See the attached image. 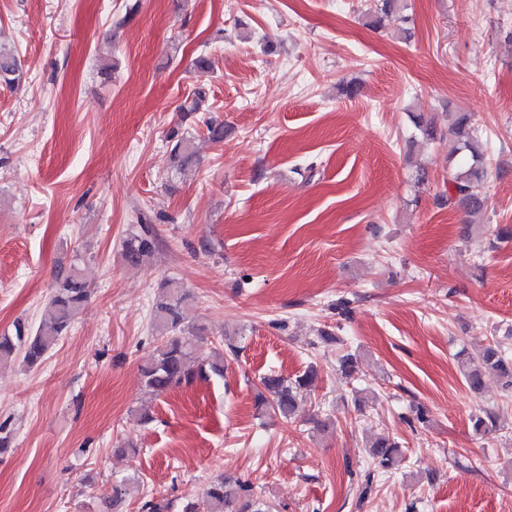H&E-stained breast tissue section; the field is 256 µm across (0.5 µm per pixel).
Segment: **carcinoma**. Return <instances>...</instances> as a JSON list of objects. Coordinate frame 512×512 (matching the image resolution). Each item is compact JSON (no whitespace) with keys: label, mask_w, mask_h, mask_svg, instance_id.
I'll list each match as a JSON object with an SVG mask.
<instances>
[{"label":"carcinoma","mask_w":512,"mask_h":512,"mask_svg":"<svg viewBox=\"0 0 512 512\" xmlns=\"http://www.w3.org/2000/svg\"><path fill=\"white\" fill-rule=\"evenodd\" d=\"M22 77L14 54L0 48V85H17ZM207 96L206 86H197L191 102L181 106V111H200ZM440 121L455 140L454 154L464 157V162L455 168L448 188V206L461 209L467 223L479 224L487 210V198L480 186L489 175L483 142L465 112L450 109L439 118L418 120V127L425 137L433 139L439 133L437 124ZM168 143L174 169L182 172L195 164L196 153L190 140L173 129L168 134ZM157 248L155 228L151 224H141L125 239L123 258L130 265L141 266L154 256ZM87 300L88 292L80 270L71 269L58 275L49 313L38 326L32 328L19 321L14 326V333L0 335V365L19 356L29 366L42 362L60 337L70 331L74 318ZM193 302L188 290L170 281L160 287L152 318L157 345L151 359L141 367L144 389L152 396H160L210 373L224 374L223 355L203 356L205 327L188 317ZM461 369L466 386L474 394L482 391L488 376L496 377L501 387L512 393V359L495 344L486 345L472 359L461 358ZM315 382L312 369L293 379L269 374L261 380L264 392L258 394L256 404L271 407L285 419L291 418ZM368 453L375 468L387 471L401 455V447L387 434L376 438L369 445ZM184 512H270V506L255 496L249 484L220 476L208 484L201 500L187 505Z\"/></svg>","instance_id":"1"}]
</instances>
